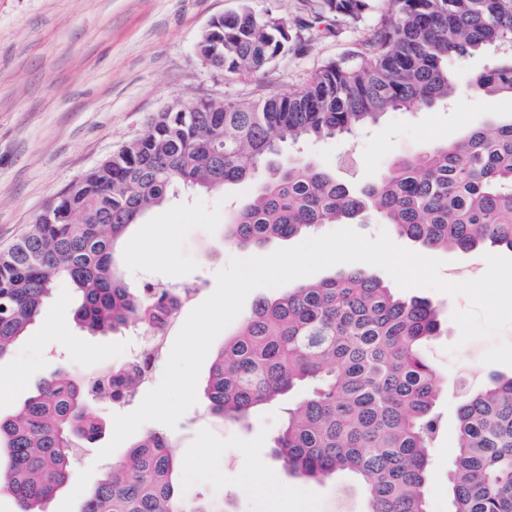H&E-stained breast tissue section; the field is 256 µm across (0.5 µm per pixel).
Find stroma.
Segmentation results:
<instances>
[{
    "label": "stroma",
    "mask_w": 512,
    "mask_h": 512,
    "mask_svg": "<svg viewBox=\"0 0 512 512\" xmlns=\"http://www.w3.org/2000/svg\"><path fill=\"white\" fill-rule=\"evenodd\" d=\"M250 7L274 11L288 24L306 23L302 40L288 59L252 79H238L203 65L196 44L217 16ZM313 0H0V249L12 243L54 196L85 176L123 144L143 133L157 113L178 101L205 96L257 99L276 91L302 90L324 63L371 41L376 18L357 34L344 25L314 23ZM512 117V98L485 102L460 90L450 106L385 114L354 139L285 146L281 159L303 161L366 183L400 159L458 137L469 128ZM251 185L171 199L131 229L122 249L123 273L133 284L161 281L196 284L195 303L216 287V273L238 249L224 243V226L248 198ZM440 275L450 282L464 274L481 277L483 252H438ZM410 296L440 311L443 330L428 347L442 381L437 409L444 426L431 456L427 486L430 512H449L448 474L458 454L456 411L460 398L495 373L512 367L483 363L490 343L459 345L455 309L468 301L413 288ZM76 295L56 288L37 324L13 356L0 361V415L14 414L44 378L95 376L125 363L145 339L133 327L94 336L73 320ZM141 403L103 407L100 439L79 449L72 471L92 469L101 477L126 452H98L112 439L114 414ZM285 403L258 407L244 423L213 418L197 402L172 434L181 461L179 485L187 496L224 500L227 512H361L363 494L350 477L306 482L290 475L271 454L286 417ZM274 484L250 481L257 466Z\"/></svg>",
    "instance_id": "35a3bbf8"
}]
</instances>
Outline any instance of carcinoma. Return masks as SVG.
Segmentation results:
<instances>
[{
	"mask_svg": "<svg viewBox=\"0 0 512 512\" xmlns=\"http://www.w3.org/2000/svg\"><path fill=\"white\" fill-rule=\"evenodd\" d=\"M378 14L375 37L314 72L303 90L252 101L207 99L160 112L148 129L81 181L84 203H56L0 251V360L37 322L55 287L79 296L77 325L107 335L130 324L159 335L176 293L135 288L121 274L128 229L179 189L250 183L255 194L225 225V243L260 251L323 224L373 218L429 251H512V120L404 159L356 188L310 164L274 162L282 145L352 137L386 113L446 103L458 91L454 61L488 56L468 77L471 95L512 97V0H317L315 19L357 28ZM220 71L254 77L293 51L299 32L273 12L242 7L215 27ZM438 310L403 298L361 270L258 299L213 357L209 413L239 421L301 389L306 395L274 439L273 455L303 480L346 474L364 512H428L437 372L425 345ZM135 364L82 381L53 379L11 416H0V493L17 512L43 504L69 478L77 449L97 440L99 403L136 395ZM459 452L451 512H512V375H492L458 407ZM171 437L149 430L83 497L78 512H224L217 498L188 501L175 476Z\"/></svg>",
	"mask_w": 512,
	"mask_h": 512,
	"instance_id": "1",
	"label": "carcinoma"
}]
</instances>
